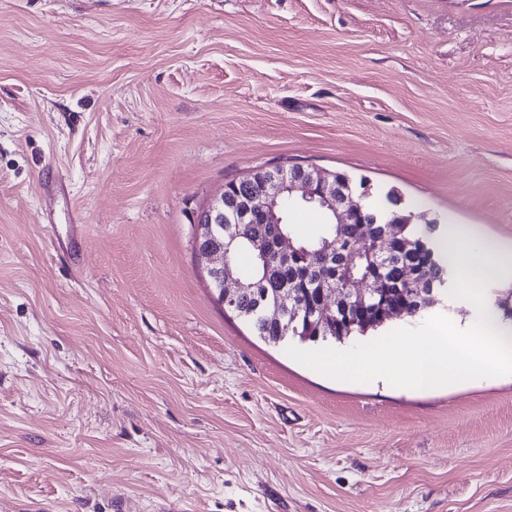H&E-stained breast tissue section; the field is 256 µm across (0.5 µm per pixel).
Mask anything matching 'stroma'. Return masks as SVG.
Masks as SVG:
<instances>
[{"mask_svg":"<svg viewBox=\"0 0 512 512\" xmlns=\"http://www.w3.org/2000/svg\"><path fill=\"white\" fill-rule=\"evenodd\" d=\"M287 163L512 242V0H0V512H512V374L338 381L217 302L197 213Z\"/></svg>","mask_w":512,"mask_h":512,"instance_id":"1","label":"stroma"}]
</instances>
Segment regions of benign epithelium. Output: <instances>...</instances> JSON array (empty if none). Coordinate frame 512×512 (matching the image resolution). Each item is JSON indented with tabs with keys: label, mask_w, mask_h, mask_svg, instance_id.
I'll use <instances>...</instances> for the list:
<instances>
[{
	"label": "benign epithelium",
	"mask_w": 512,
	"mask_h": 512,
	"mask_svg": "<svg viewBox=\"0 0 512 512\" xmlns=\"http://www.w3.org/2000/svg\"><path fill=\"white\" fill-rule=\"evenodd\" d=\"M258 183L255 193H238L228 197V188L222 187L200 211L195 224V257L206 272L209 286L221 297L224 307L231 309L239 296L255 287L241 269L231 260L232 247L242 238L245 224H275L278 230L272 237L249 240L253 255L267 270L274 263L283 268H296L302 258L316 254L322 258V271L308 280L316 289V299H306L293 288H280L265 300L263 312L277 321L283 333H288L287 317L307 316L309 327L317 331H334L341 319L354 320L363 325L382 324L388 319L402 317L406 308L396 305L377 313L375 300L388 298L392 283L382 273L395 254L393 244L399 233L387 228L374 232L369 227L373 220L363 213V200L355 197L338 174L302 165H275L258 168L235 180V184L249 186ZM288 197L297 205L317 207L327 213L335 224H354L350 236L324 240L311 249L295 240L282 227L284 217L280 201ZM343 257V275L336 274L331 259ZM334 298V305L328 304ZM410 297L420 307L435 303L433 281L420 278L415 281Z\"/></svg>",
	"instance_id": "benign-epithelium-1"
}]
</instances>
